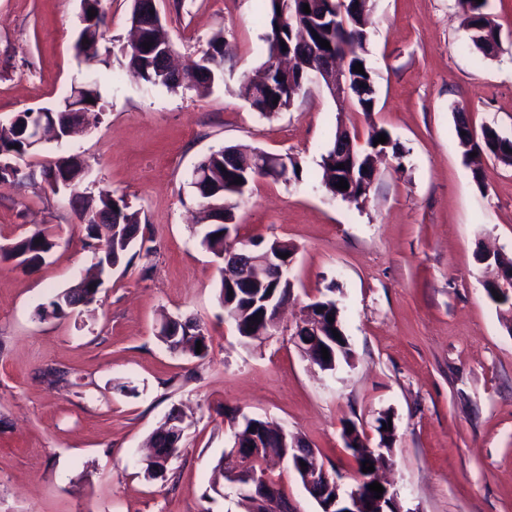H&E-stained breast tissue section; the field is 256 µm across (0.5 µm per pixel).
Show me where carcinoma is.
Here are the masks:
<instances>
[{
	"mask_svg": "<svg viewBox=\"0 0 512 512\" xmlns=\"http://www.w3.org/2000/svg\"><path fill=\"white\" fill-rule=\"evenodd\" d=\"M102 0H81L80 11L84 24L81 26L75 39L73 48L76 56L87 63L91 72L78 90H70V94L64 97L63 103L50 110L52 118L57 124H62V113L70 111L74 106L98 116L102 110L100 105L101 95L96 76V68L99 66L108 70L111 68L112 51L102 46L104 29L99 27ZM309 5L310 13L303 11V5ZM459 5L467 17L466 29L477 28L482 30L485 41L490 42L501 36L499 26L487 12L488 0L479 3L477 0H459ZM371 8V0H269L268 17L265 34L266 57L255 69L254 73L245 77L240 84V93L248 97L247 83L261 84L265 81L271 83L275 93L264 101L254 100L250 102L251 108L264 118H270L280 112H285L293 106L295 99L304 91L309 83L308 72L301 69L299 64H294L288 69H281L273 62L275 52L281 47V43H288L292 48V56L298 61H304L308 57L321 58L325 53H334L338 50L348 51L349 60L347 72L350 82L351 101L363 113L370 117L374 109V98L361 96L364 86L374 84V72L366 59L365 45L368 40V14ZM95 12L94 17L88 16V11ZM318 27L324 30L323 39L330 43L331 49L319 45L312 39L307 41L298 37L300 26ZM123 58L122 65L136 78L150 87H162L169 91L187 89L198 96L206 95L214 84L225 81L224 70V30L216 31L207 42V49L201 52L198 59L191 62L184 69L185 80L180 82L169 73L160 70L153 55H144L135 52L131 46L123 45L120 48ZM363 66L364 73L353 71L355 64ZM92 102H86V99ZM455 129L459 139L471 145V150L477 156L492 157L500 164L512 167V136L501 133L497 127L484 124L481 133L474 138L469 129V120L464 109L460 108L454 113ZM339 140H334L327 152L322 156L320 167L323 170V183L328 194H339L344 201L360 203L365 200L363 190L365 174L358 168L354 173L345 171L336 172V166L332 160L336 155ZM238 155L244 154L242 150H232V147L221 148L205 156L193 169L200 173L202 182L200 187L194 188V193L204 213V221L208 222L206 229L198 240L199 246L218 259L224 258V248L231 229L236 226L235 211L241 202L231 194L225 192L228 185L234 181L237 174L234 173L235 164L226 158L229 152ZM29 153V144L24 133V118L21 115L14 116L10 121L0 124V184H11L15 181L18 170L13 160L21 158ZM69 180L73 181L76 192L81 194L85 209L92 213L113 214L112 223L104 225L105 231L89 226L88 237L94 258H102L107 253L112 256V265L103 268V272L109 273L112 269L121 265L130 266L132 260L139 254L136 250L138 235L141 230L140 212L131 209L122 197H114L112 191L100 188L97 192L87 191L82 188L80 169L72 167L68 170ZM348 182L349 188L341 190L335 187L339 180ZM54 247L52 236L41 229L19 238L13 242V248L0 255L6 259L15 261L16 265H24L26 268H36L41 265L46 256ZM505 267L512 269V255L499 254L496 266L484 270V289L490 299L500 294L495 276L498 269ZM218 299L221 304L227 305L228 319L236 326H245L258 329L261 324L254 320L261 306L257 302L269 295H275L282 299L291 289L276 285L260 277L255 279V288L246 292L239 288L231 293V286L222 280L224 267H219ZM78 289L70 287L59 294L50 302L59 312V316H67L68 304L76 298ZM502 295V294H500ZM507 298V295H502ZM326 310V317L334 318L336 331L341 335L340 349L337 350V361L349 362L353 357V350L348 338L345 337L344 323L341 309L336 298L325 295L317 300ZM181 334L186 337V343L196 344L205 340L201 325L187 321L181 326ZM150 447L157 449L159 460H149L142 468L143 477L146 480L166 478L168 467L162 464V460L171 454H178L180 447H168V438L163 433V427H158L150 437ZM260 459L256 463L259 473L269 480H274L271 472L264 467V461L269 453L279 457L292 456L294 463L307 461L306 456L299 455L293 448H283L278 440L273 439L262 448L257 449Z\"/></svg>",
	"mask_w": 512,
	"mask_h": 512,
	"instance_id": "cac0c4a2",
	"label": "carcinoma"
}]
</instances>
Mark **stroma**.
Here are the masks:
<instances>
[{
  "label": "stroma",
  "instance_id": "1",
  "mask_svg": "<svg viewBox=\"0 0 512 512\" xmlns=\"http://www.w3.org/2000/svg\"><path fill=\"white\" fill-rule=\"evenodd\" d=\"M180 62L223 31L231 80L199 97L146 87L122 67L103 78V112L86 133L47 141L0 184V244L36 229L56 242L26 273L0 259V512H242L213 468L229 437L225 408L301 435L345 489L357 464L351 424L378 446L395 439L387 477L404 512H512V312L482 285V251L512 254V167L486 158L477 184L455 132L512 133V0H489L503 50L467 40L458 0H373L366 57L371 117L310 83L264 119L237 79L265 58L268 0H156ZM80 0H0V123L51 107L84 81L73 43ZM385 128L400 149L377 165L362 204L331 198L319 163L337 124ZM248 145L287 155L297 179L258 181L236 211L242 243L288 241L294 301L279 335L243 341L217 299L214 257L197 242L190 175L212 151ZM85 162L90 188L124 197L145 222L149 257L105 278L90 310L38 316L94 262L65 193L41 172L62 155ZM334 292L350 362L323 371L290 340L302 306ZM193 319L195 357L155 335L161 315ZM185 434L165 479L144 480V444L171 410Z\"/></svg>",
  "mask_w": 512,
  "mask_h": 512
}]
</instances>
